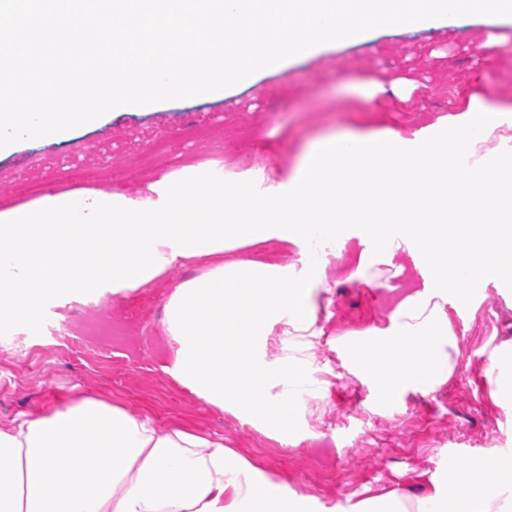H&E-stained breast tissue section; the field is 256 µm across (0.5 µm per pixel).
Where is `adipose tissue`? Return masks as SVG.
Returning <instances> with one entry per match:
<instances>
[{
    "label": "adipose tissue",
    "mask_w": 512,
    "mask_h": 512,
    "mask_svg": "<svg viewBox=\"0 0 512 512\" xmlns=\"http://www.w3.org/2000/svg\"><path fill=\"white\" fill-rule=\"evenodd\" d=\"M512 130V104L472 96L411 137L386 129L316 138L290 174L260 170L216 177L185 165L145 192H51L0 210V311L30 323L44 299L63 289L92 299L125 296L192 260L207 264L166 304L176 342L165 371L204 403L270 428L285 445L309 388V352L319 331L324 269L310 254L362 236L358 277L409 254L430 275L369 329L358 352H378L379 373L358 367L388 405L426 394L448 379L456 332L448 306L467 303L448 276L483 278L487 255L512 261V147L488 155L484 142ZM484 226L473 235V219ZM274 242L302 266L240 257ZM282 329L279 357L267 340ZM477 471L453 485L422 472L416 487L395 485L336 512H512V468L481 494ZM0 512H316L311 497L211 439L162 426L91 397L0 423Z\"/></svg>",
    "instance_id": "1"
}]
</instances>
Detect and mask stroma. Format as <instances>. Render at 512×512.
<instances>
[{
	"mask_svg": "<svg viewBox=\"0 0 512 512\" xmlns=\"http://www.w3.org/2000/svg\"><path fill=\"white\" fill-rule=\"evenodd\" d=\"M487 34L467 17L414 33L373 32L288 62L255 86L219 98L167 101L155 112H109L98 127L68 140L19 142L0 155V210L49 190L90 187L84 171L107 147L125 173L119 181H105V188L135 194L156 176L187 164H208L221 175L273 164L283 174L321 135L385 127L407 136L467 105L474 93L512 103V25L495 29L500 42L494 47H485ZM399 79L406 82L408 100L385 93L367 101L370 84ZM188 121L209 128V138H180L178 130ZM160 138L169 141L163 157L150 150ZM70 152L78 161L67 166L62 159ZM32 162V181H11L14 169ZM359 251L352 240L325 262L328 289L318 298L314 349L322 379L299 418L305 439L334 442L336 455L315 458L303 444L283 445L269 431L201 402L163 371L176 348L164 333L165 305L176 285L203 271L200 263L172 268L124 297L107 291L87 301L71 293L61 302L49 296L32 326L0 313V422L80 396L101 398L163 425L223 437L225 445L327 510L380 494L421 472L445 474L443 461L451 455L465 471L489 453L512 451V400L498 397L488 373L493 353L512 355V293L494 281L473 289L460 285L470 302L450 312L457 333L452 358L472 360L471 371L381 410L373 389L351 371L347 341L385 321L394 302L421 287L423 278L412 258L401 254L387 267L382 286L364 284L352 277ZM132 310L135 327L156 336L153 352L118 350L108 359L54 346L55 319H69L78 335L87 323L105 316L119 320Z\"/></svg>",
	"mask_w": 512,
	"mask_h": 512,
	"instance_id": "35a3bbf8",
	"label": "stroma"
}]
</instances>
